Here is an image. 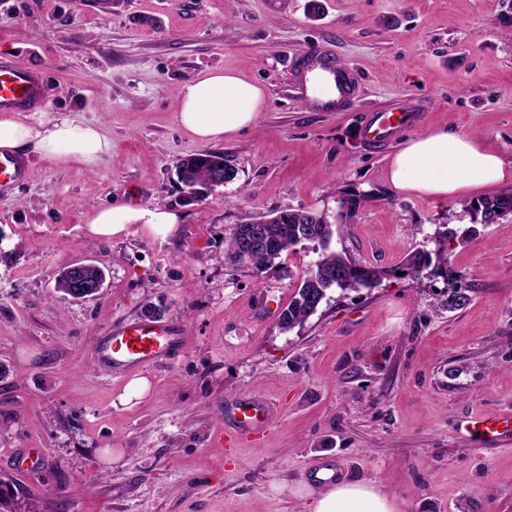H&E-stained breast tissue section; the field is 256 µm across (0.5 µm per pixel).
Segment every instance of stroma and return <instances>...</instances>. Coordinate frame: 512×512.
<instances>
[{
    "label": "stroma",
    "instance_id": "stroma-1",
    "mask_svg": "<svg viewBox=\"0 0 512 512\" xmlns=\"http://www.w3.org/2000/svg\"><path fill=\"white\" fill-rule=\"evenodd\" d=\"M0 0V56L45 69L44 116L98 125L111 152L92 166L28 157L0 194V476L23 512H307L314 465L374 482L397 512H512V440L472 437L467 418L512 413V214L474 224L458 200L396 190L403 141L468 133L512 160V0ZM323 47L359 80L347 112L301 104L294 54ZM259 86L248 127L201 143L178 119V90L213 71ZM408 106L400 140L369 147L367 112ZM223 152L234 180L187 203L179 160ZM366 195L352 222L344 202ZM118 205L176 212L161 240L140 225L101 241L86 224ZM312 208L331 248L387 269L375 287L329 290L283 331L280 312L320 253L295 246L264 272L224 259L236 225ZM459 285L392 270L434 250L440 225ZM90 262L102 293L75 301L56 284ZM179 326V353L141 370L148 391L120 397L91 343L113 325ZM275 403L265 431L225 444L226 406ZM40 466L23 474L16 452Z\"/></svg>",
    "mask_w": 512,
    "mask_h": 512
}]
</instances>
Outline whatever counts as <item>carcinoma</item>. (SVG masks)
<instances>
[{
	"mask_svg": "<svg viewBox=\"0 0 512 512\" xmlns=\"http://www.w3.org/2000/svg\"><path fill=\"white\" fill-rule=\"evenodd\" d=\"M189 176L190 186L197 189L207 187L216 176L231 181L234 169L227 164L221 152L204 151L191 155L179 164ZM464 211L485 222L512 214V191L461 202ZM267 233L279 241V250L274 253L257 254L245 261L241 252V225H236L233 235L224 247V257L235 264H245L263 272L276 264L282 255L301 242H310L322 249L320 259L307 272L302 282L279 316L280 326L289 331L314 315L326 298L327 291L336 287L342 291L371 288L383 277L404 273V277L418 279L428 270L445 280L453 278L448 261V241L458 237L457 231L447 228L435 239V251L429 253L416 250L409 253L402 264L395 269H378L359 264L341 253L329 250V244L336 230L328 224L325 216L315 209H287L277 211L259 219ZM15 494L0 481V512H18Z\"/></svg>",
	"mask_w": 512,
	"mask_h": 512,
	"instance_id": "obj_1",
	"label": "carcinoma"
}]
</instances>
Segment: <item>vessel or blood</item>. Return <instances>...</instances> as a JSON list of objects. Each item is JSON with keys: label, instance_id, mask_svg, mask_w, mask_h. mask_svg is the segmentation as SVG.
<instances>
[{"label": "vessel or blood", "instance_id": "vessel-or-blood-1", "mask_svg": "<svg viewBox=\"0 0 512 512\" xmlns=\"http://www.w3.org/2000/svg\"><path fill=\"white\" fill-rule=\"evenodd\" d=\"M303 101L319 112H345L356 100L349 67L315 50L303 53L300 75ZM48 101L42 69L0 57V112H32ZM415 117L407 112H373L361 125V136L368 143H387L400 136ZM26 167L19 157L0 153V193L24 182ZM179 328L172 323H119L103 336L95 337L91 350L106 371L119 375L133 369H146L174 353L181 344ZM273 412L270 402L249 396L236 401L229 410L233 428L227 442L260 433ZM472 436L512 434V415H485L466 421Z\"/></svg>", "mask_w": 512, "mask_h": 512}]
</instances>
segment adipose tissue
I'll return each mask as SVG.
<instances>
[{
	"label": "adipose tissue",
	"mask_w": 512,
	"mask_h": 512,
	"mask_svg": "<svg viewBox=\"0 0 512 512\" xmlns=\"http://www.w3.org/2000/svg\"><path fill=\"white\" fill-rule=\"evenodd\" d=\"M180 124L203 142L217 141L252 124L261 110L263 92L238 75L215 71L183 84L178 93ZM112 148L96 124L67 115L23 121L0 119V151L42 157H64L95 164ZM512 174V162L484 148L468 134L433 131L408 140L389 162V179L399 190L438 200L454 199L501 184ZM179 222L164 208L112 206L93 214L89 235L109 240L141 225L157 238H167ZM309 512H396L393 497L372 482H336L307 489Z\"/></svg>",
	"instance_id": "1"
}]
</instances>
